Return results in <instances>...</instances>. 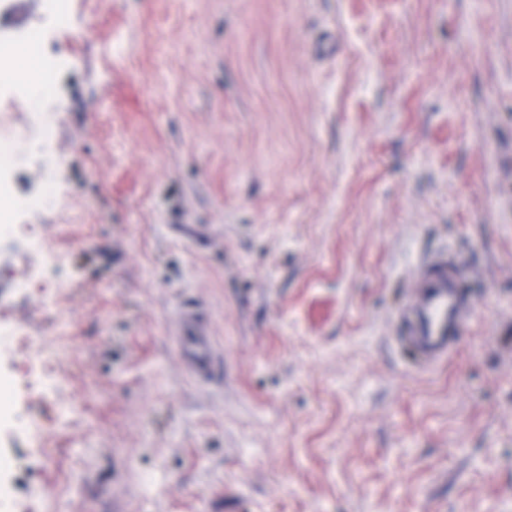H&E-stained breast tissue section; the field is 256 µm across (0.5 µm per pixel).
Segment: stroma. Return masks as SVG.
Returning a JSON list of instances; mask_svg holds the SVG:
<instances>
[{"mask_svg":"<svg viewBox=\"0 0 512 512\" xmlns=\"http://www.w3.org/2000/svg\"><path fill=\"white\" fill-rule=\"evenodd\" d=\"M26 29L59 203L0 176V378L38 337L58 385L16 399L51 463L0 423L11 512H512V0H0ZM436 256L473 316L433 360ZM23 209L22 206L15 204L12 201L10 187L7 183L0 181V231L1 233H9L13 227L18 224L16 222L19 212ZM179 354L192 374L210 377L215 369V354L211 337L200 316L194 311H183L177 337Z\"/></svg>","mask_w":512,"mask_h":512,"instance_id":"35a3bbf8","label":"stroma"}]
</instances>
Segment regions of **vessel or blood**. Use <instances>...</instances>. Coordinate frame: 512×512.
<instances>
[{
    "mask_svg": "<svg viewBox=\"0 0 512 512\" xmlns=\"http://www.w3.org/2000/svg\"><path fill=\"white\" fill-rule=\"evenodd\" d=\"M418 277L420 291L413 308L415 333L422 352L429 355L447 349L451 333L465 326L468 305L460 292L458 277L443 260L428 262ZM177 345L192 374L212 376L215 369L213 345L197 313L182 312Z\"/></svg>",
    "mask_w": 512,
    "mask_h": 512,
    "instance_id": "b4317fda",
    "label": "vessel or blood"
}]
</instances>
